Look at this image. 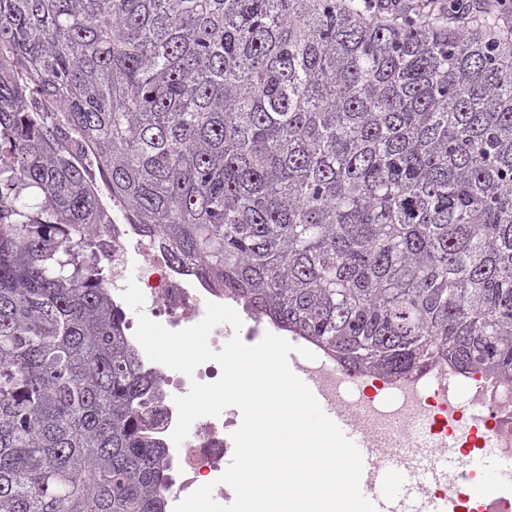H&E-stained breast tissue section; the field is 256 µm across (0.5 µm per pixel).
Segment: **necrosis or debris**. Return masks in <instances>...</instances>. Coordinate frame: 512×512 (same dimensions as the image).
Segmentation results:
<instances>
[{
    "mask_svg": "<svg viewBox=\"0 0 512 512\" xmlns=\"http://www.w3.org/2000/svg\"><path fill=\"white\" fill-rule=\"evenodd\" d=\"M111 248L104 262L109 271L108 286L113 301H120L129 272H136L145 296V305L154 321L172 331L188 328L202 320L207 303H223L222 290L210 287L192 266L171 261L159 234H147L131 224H111ZM314 355L311 369L329 393L341 391L347 378H354L361 393L345 400L344 405L355 413L368 429L397 423L428 421L439 445H447L455 433L448 421V410L442 402L424 393L423 387L434 374H456L453 367L441 364L407 377L380 374H351L332 354L317 344H309ZM145 370L154 374L161 384L163 397L152 404L155 436L165 446L174 447L177 457L172 464L174 475L168 488L170 504H177L196 487L201 472H209L217 484L214 500H223L229 493L219 478L224 472V459L234 452L231 430L237 424L234 413L208 416L193 422L187 438L174 444L171 433L178 418L175 397L186 395L192 382L211 384L219 379L216 366L197 370L193 377L172 374L169 367L144 361ZM470 388L471 398L487 411L486 431L505 453L512 451V384L504 383L481 370L460 375Z\"/></svg>",
    "mask_w": 512,
    "mask_h": 512,
    "instance_id": "1",
    "label": "necrosis or debris"
}]
</instances>
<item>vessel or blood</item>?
I'll return each instance as SVG.
<instances>
[{"mask_svg":"<svg viewBox=\"0 0 512 512\" xmlns=\"http://www.w3.org/2000/svg\"><path fill=\"white\" fill-rule=\"evenodd\" d=\"M289 366L310 388L324 413L359 449L363 458L361 492L375 505L376 512H456L454 493L469 484L476 467L463 449L438 450L423 423L412 426L404 436L390 431L371 436L348 412L327 399L304 363L293 358ZM496 460V468L487 471L481 482L489 493L512 484V455L500 453ZM419 472L445 487V494L422 498L415 478Z\"/></svg>","mask_w":512,"mask_h":512,"instance_id":"1","label":"vessel or blood"}]
</instances>
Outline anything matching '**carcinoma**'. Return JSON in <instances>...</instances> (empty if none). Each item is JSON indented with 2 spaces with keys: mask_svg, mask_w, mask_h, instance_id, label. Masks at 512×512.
<instances>
[{
  "mask_svg": "<svg viewBox=\"0 0 512 512\" xmlns=\"http://www.w3.org/2000/svg\"><path fill=\"white\" fill-rule=\"evenodd\" d=\"M114 203L356 372L512 382V13L0 0V512H166Z\"/></svg>",
  "mask_w": 512,
  "mask_h": 512,
  "instance_id": "cac0c4a2",
  "label": "carcinoma"
}]
</instances>
